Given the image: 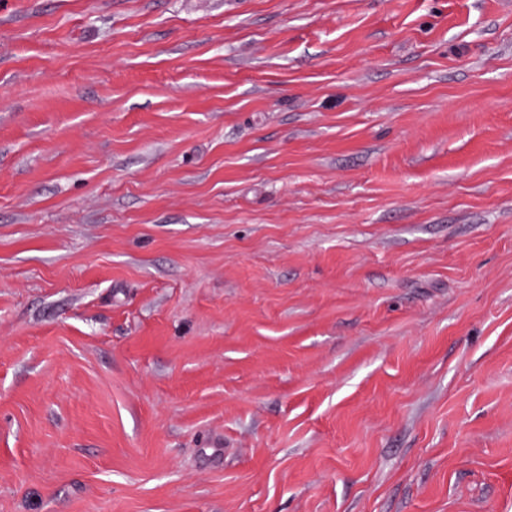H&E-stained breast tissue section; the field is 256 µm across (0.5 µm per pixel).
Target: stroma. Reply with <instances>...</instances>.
<instances>
[{
  "instance_id": "obj_1",
  "label": "stroma",
  "mask_w": 512,
  "mask_h": 512,
  "mask_svg": "<svg viewBox=\"0 0 512 512\" xmlns=\"http://www.w3.org/2000/svg\"><path fill=\"white\" fill-rule=\"evenodd\" d=\"M0 512H512V0H0Z\"/></svg>"
}]
</instances>
